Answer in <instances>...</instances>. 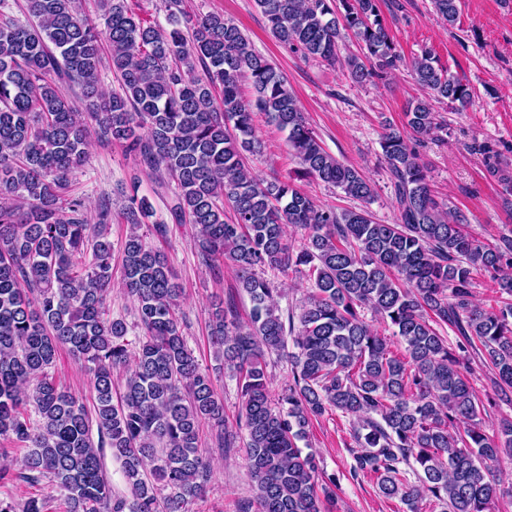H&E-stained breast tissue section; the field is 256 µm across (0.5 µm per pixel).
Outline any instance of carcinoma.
I'll return each mask as SVG.
<instances>
[{
	"label": "carcinoma",
	"instance_id": "obj_1",
	"mask_svg": "<svg viewBox=\"0 0 512 512\" xmlns=\"http://www.w3.org/2000/svg\"><path fill=\"white\" fill-rule=\"evenodd\" d=\"M0 0V436L24 446L23 469L0 481L35 487L45 478L63 512H186L213 474L200 453L202 425L215 446L236 447L224 400L187 346L176 313L181 288L165 254L137 228L154 217L137 181L124 190L132 230L122 244L123 285L142 340L131 354L122 318L108 317L112 211L91 223L66 198L91 139L119 143L163 185L175 183L170 222L191 224L201 263L229 265L251 302L242 324L230 303L209 318L212 344L236 373L239 430L246 433L254 500L240 512H334L336 476L299 448L312 419L329 410L357 419L350 475H373L379 492L407 512H491L501 492L496 464L512 454V420L488 436L486 408L465 374L470 352L492 371L495 395L512 402V303L488 310L473 299V272L512 296V237L481 244L465 214L440 199L417 142L442 130L431 105L407 107L404 129L388 125L383 159L395 187L396 220L321 205L289 180L264 181L246 164L261 144L255 116L288 132L303 173L365 202L373 182L328 153L281 72L257 54L238 25L218 13L181 28L182 0H165L171 29L142 20L127 0H98L104 29L78 0H26L27 22ZM273 38L330 66L339 42L358 83L383 81L400 66L438 100L465 112L469 84L436 64L430 48L406 60L389 36L381 0H254ZM458 0H433L455 25ZM107 67L118 88L104 92ZM251 81L254 95L241 92ZM66 83L85 111L63 95ZM512 206V176L494 145L473 143ZM307 231L299 248L286 228ZM305 267L311 282L299 314L274 302L267 269ZM370 309L396 342L362 316ZM457 331L456 347L440 329ZM292 381L270 391L268 357L285 350ZM398 344L402 354L392 350ZM66 349L90 375L95 418L52 374ZM132 365L120 400L113 370ZM121 465L129 494L116 496L105 453Z\"/></svg>",
	"mask_w": 512,
	"mask_h": 512
}]
</instances>
